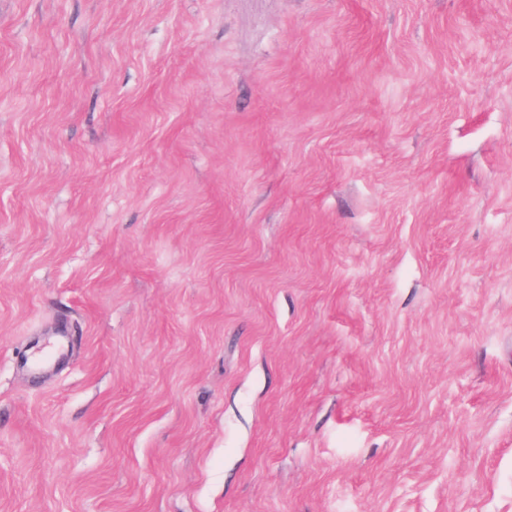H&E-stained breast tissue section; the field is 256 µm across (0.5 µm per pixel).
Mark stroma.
I'll return each mask as SVG.
<instances>
[{
  "label": "stroma",
  "instance_id": "stroma-1",
  "mask_svg": "<svg viewBox=\"0 0 512 512\" xmlns=\"http://www.w3.org/2000/svg\"><path fill=\"white\" fill-rule=\"evenodd\" d=\"M0 512H512V0H0Z\"/></svg>",
  "mask_w": 512,
  "mask_h": 512
}]
</instances>
